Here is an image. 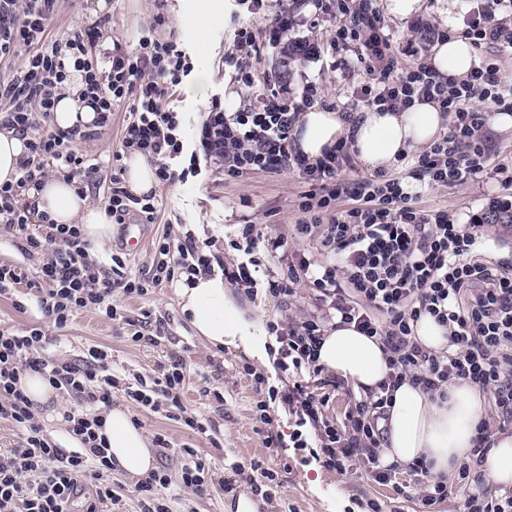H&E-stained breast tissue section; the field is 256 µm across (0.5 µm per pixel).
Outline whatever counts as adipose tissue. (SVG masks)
<instances>
[{
	"instance_id": "adipose-tissue-1",
	"label": "adipose tissue",
	"mask_w": 512,
	"mask_h": 512,
	"mask_svg": "<svg viewBox=\"0 0 512 512\" xmlns=\"http://www.w3.org/2000/svg\"><path fill=\"white\" fill-rule=\"evenodd\" d=\"M475 62L471 45L461 38L437 44L431 59L437 71L458 79L465 78ZM445 123V116L432 103H417L395 112L372 109L363 112L353 125L342 113L316 106L299 117L294 137L300 153L312 162L345 138L351 140L366 167L388 168L411 150L437 140L446 130ZM29 200L37 212L48 214L55 223L79 225L92 246H102L112 236V222L106 212L90 206L64 178L46 179L42 187L30 190ZM172 288L203 343L212 348L230 346L265 359L262 316L246 320L222 277L181 276L173 281ZM319 362L361 394L388 373L380 342L350 326H328ZM484 417V398L467 380L449 383L444 398L403 382L393 393L382 459L387 464H411L422 459L429 463L433 476L449 479L461 463L475 459L477 428ZM101 433L121 469L137 477L153 470L154 458L145 431L122 409L106 415ZM483 467L496 484H512V435L492 436Z\"/></svg>"
}]
</instances>
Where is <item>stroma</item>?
I'll list each match as a JSON object with an SVG mask.
<instances>
[{
	"label": "stroma",
	"instance_id": "stroma-1",
	"mask_svg": "<svg viewBox=\"0 0 512 512\" xmlns=\"http://www.w3.org/2000/svg\"><path fill=\"white\" fill-rule=\"evenodd\" d=\"M422 5L419 13L407 18L387 13L382 16L384 28L400 52L401 62L406 64L431 59L438 31L462 35L475 7L473 0H422ZM236 11L235 0H58L49 30L59 38L77 24L103 19L109 36L131 48L141 34L155 29L157 36L176 41L187 50L194 66L193 76L208 77L206 99H220L234 87L224 72L223 60ZM159 14L167 20L161 27L154 24ZM333 36L334 24L330 21L314 29L297 27L289 32V39L316 43L321 49L320 57L291 60L267 45L261 50L257 68L269 74L287 72L297 91L303 81H312L322 89L324 109L344 111L352 86L362 80L364 69L354 60L345 68L333 69ZM127 116L125 107H117L111 128L81 146L83 153L101 166L98 188L89 198L94 206H107L110 180L120 174L121 164L112 155L119 149ZM487 134L492 151L480 178L426 191L417 202L419 208L445 209L467 224L482 217L491 204H512V184H504L499 173L500 168L512 165V129L491 126ZM303 190V183L291 173L234 179L216 172L213 165L202 163L200 175L187 182L155 185V219L145 225L144 247L131 257L129 268L136 273L148 270L156 240L166 233L180 234L187 224L197 233L215 235L218 254L226 263H233L240 254L230 248L229 239L244 220L266 225L270 233L287 235L290 250L319 259L316 242L294 234ZM36 296V289L27 287L15 295L0 296V326L22 329L40 323L42 315L36 307ZM123 307L128 317L124 324L105 321L92 312L76 314L66 328L57 331L58 341L51 352L57 359L70 361L81 356L88 345L96 344L111 350L115 369L126 368L145 376L152 375L159 364L171 357L186 363L188 378L182 402L199 416L205 433H197L165 416L140 411L122 394L112 396L113 407L127 411L149 435L161 434L169 441V448L153 450L156 468L178 477L185 464L180 450L188 446L196 449L215 478H234V487L240 491L249 486V477L234 475L233 465L261 458L271 468L284 471L285 477L280 494L265 502L260 512H360L358 501L368 499L378 500L386 512H420L416 498L399 494L396 484L372 481L364 469L338 474L321 467L308 450L289 444L274 452L264 448L259 425L253 418L258 396L243 370L248 357L229 346L218 351L206 349L183 317L170 286H162L145 297L124 299ZM136 329L155 336L156 344L132 341L131 334Z\"/></svg>",
	"mask_w": 512,
	"mask_h": 512
}]
</instances>
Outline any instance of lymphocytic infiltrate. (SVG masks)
<instances>
[{
	"mask_svg": "<svg viewBox=\"0 0 512 512\" xmlns=\"http://www.w3.org/2000/svg\"><path fill=\"white\" fill-rule=\"evenodd\" d=\"M501 2L491 0L474 11L465 39L512 47V22L495 16ZM238 3L248 17L235 26L224 65L247 89V103L228 112L212 100L197 128L198 148L228 178L298 175L306 191L295 231L317 240L323 259L314 262L289 251L284 235L271 234L263 225L243 224L230 242L241 254L237 263L225 265L214 251L215 238H198L189 229L160 237L148 272L136 275L127 271L121 254H111L106 262L95 257L79 225L55 223L44 213L33 216L24 195L29 186L43 184L51 163L79 196L96 188L100 167L80 146L111 128L115 108L125 102L130 111L121 153L149 154L160 183L183 181L184 173L171 166L184 150L180 119L166 102L189 70L185 55L176 42L149 32L129 51L118 43L100 48L101 20L76 26L62 41L49 35L56 0H0V59L23 60L13 79L0 83V130L15 133L28 150L18 177L0 184V235L11 238L26 259H39L36 283L44 318L43 324L20 330L0 328V421L11 423L18 435L14 447L0 450V512H120L124 495L112 487L114 465L105 437L98 434L114 392L149 413L178 410L185 426L198 429L196 415L181 400L187 376L182 359H169L159 376L148 378L114 370L111 352L99 345L88 346L77 362H58L48 354L55 341L50 328H65L82 311L122 320V298L148 295L178 274L221 271L252 301L269 295L285 302L296 297L301 283L312 288L313 315L267 324L278 346L275 367L284 386L270 387L263 372L247 370L255 390L267 393L254 413L264 447L283 445L269 412L276 401L299 426L313 429L314 442L298 437L294 445L311 447L323 468L342 474L360 463L376 483L394 482L397 465L380 461L385 438L379 422L390 411L395 388L405 381L441 393L452 380H468L491 393L503 421L512 422V257L494 266L478 261L486 238L482 225L462 224L448 211L416 205L430 188L461 184L485 171L490 153L485 130L492 110H512V83L486 60L462 81L426 62L401 66L374 0H315V20L335 21L334 47L354 55L367 75L352 90L353 103L345 113L349 123L365 110L395 111L417 102L436 104L449 118L447 133L417 156L407 176L379 171L346 180L342 173L352 165L350 141H339L314 163L293 146L300 112L319 98L316 84L306 83L293 94L287 82L258 73L251 64L259 51L252 18L267 17L265 33L277 45L297 23L296 4L281 0L269 16L267 0ZM67 89L76 90L93 109L92 126L54 127L58 95ZM341 199L348 206L340 210ZM107 213L116 224L139 217L150 224L156 204L152 196L138 198L114 186ZM36 221L42 233H34ZM426 314L445 328L447 349L437 352L416 340L412 327ZM330 319L378 338L389 369L340 424L328 416L329 393L313 386L323 370L318 351ZM27 371L43 375L67 396L64 418L76 447H62L43 428L18 385ZM185 454L190 462L179 479L157 470L132 480L139 512H172L177 489L198 498L209 494L214 485L209 467L195 449Z\"/></svg>",
	"mask_w": 512,
	"mask_h": 512,
	"instance_id": "lymphocytic-infiltrate-1",
	"label": "lymphocytic infiltrate"
}]
</instances>
